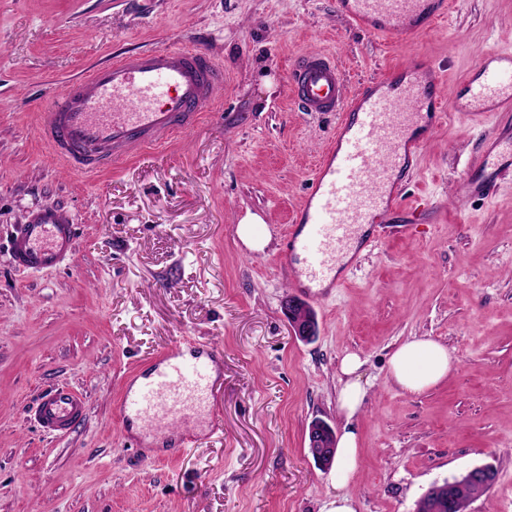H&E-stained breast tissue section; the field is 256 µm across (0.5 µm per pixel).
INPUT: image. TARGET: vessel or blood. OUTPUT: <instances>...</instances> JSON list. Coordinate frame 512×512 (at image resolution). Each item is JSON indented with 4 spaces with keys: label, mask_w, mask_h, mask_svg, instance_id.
<instances>
[{
    "label": "vessel or blood",
    "mask_w": 512,
    "mask_h": 512,
    "mask_svg": "<svg viewBox=\"0 0 512 512\" xmlns=\"http://www.w3.org/2000/svg\"><path fill=\"white\" fill-rule=\"evenodd\" d=\"M340 15L374 36L407 37L446 20L451 0H336ZM335 59L310 51L294 63L290 98L302 112L342 114L335 145L317 168L312 190L285 239L284 268L309 293L325 297L342 282L340 255L362 225L376 223L395 197L392 175L419 152L411 132L440 120L444 99L466 96L476 116L512 112V49L488 54L461 89L442 91L434 69L418 60L387 73L357 96L345 90ZM223 77L200 48H157L94 67L47 102L38 126L51 154L68 168L94 173L132 148L166 143L193 129L215 100ZM76 226L58 206L30 212L12 239L15 266L27 273L60 268L73 254ZM217 389L212 351L176 349L136 376L122 400L124 419L153 432L192 415H214ZM83 394H44L33 418L50 435L79 421Z\"/></svg>",
    "instance_id": "obj_1"
}]
</instances>
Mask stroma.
Instances as JSON below:
<instances>
[{"mask_svg": "<svg viewBox=\"0 0 512 512\" xmlns=\"http://www.w3.org/2000/svg\"><path fill=\"white\" fill-rule=\"evenodd\" d=\"M210 52L223 98L194 129L99 173L50 156L49 98L99 64L185 45ZM512 48V0H463L436 28L377 39L336 0H0V512H324L336 490L309 451L313 420L342 431V357L367 394L349 422L357 512H416L433 484L491 464L467 512H512V176L488 198L465 178L485 134L512 115L453 111L396 174L400 209L342 288L312 303L319 334L292 335L297 296L281 251L335 116L287 98L298 56H334L348 91L422 57L443 86ZM46 204L77 226L68 266L16 270L18 224ZM444 344L453 373L409 394L388 380L399 346ZM191 338L216 351L217 422L197 447L156 446L123 422L126 383ZM69 387L87 402L68 434L33 406Z\"/></svg>", "mask_w": 512, "mask_h": 512, "instance_id": "1", "label": "stroma"}]
</instances>
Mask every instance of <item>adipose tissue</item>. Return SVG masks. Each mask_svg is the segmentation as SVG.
I'll use <instances>...</instances> for the list:
<instances>
[{
  "mask_svg": "<svg viewBox=\"0 0 512 512\" xmlns=\"http://www.w3.org/2000/svg\"><path fill=\"white\" fill-rule=\"evenodd\" d=\"M454 359L447 347L429 339L418 338L398 347L389 359V376L395 385L411 394L423 393L448 377ZM335 466L330 474L337 489L325 512H356L355 500L347 487L360 464L358 435L347 429L338 439Z\"/></svg>",
  "mask_w": 512,
  "mask_h": 512,
  "instance_id": "ef3b65f1",
  "label": "adipose tissue"
}]
</instances>
